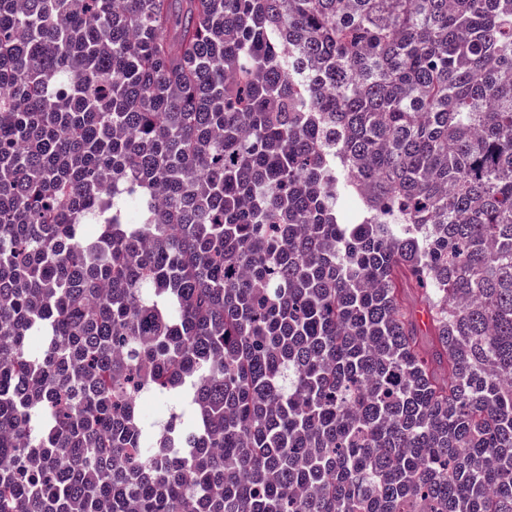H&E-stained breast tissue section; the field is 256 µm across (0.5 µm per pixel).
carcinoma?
Masks as SVG:
<instances>
[{"instance_id": "1", "label": "carcinoma", "mask_w": 512, "mask_h": 512, "mask_svg": "<svg viewBox=\"0 0 512 512\" xmlns=\"http://www.w3.org/2000/svg\"><path fill=\"white\" fill-rule=\"evenodd\" d=\"M408 507L512 512V0H0V512Z\"/></svg>"}]
</instances>
